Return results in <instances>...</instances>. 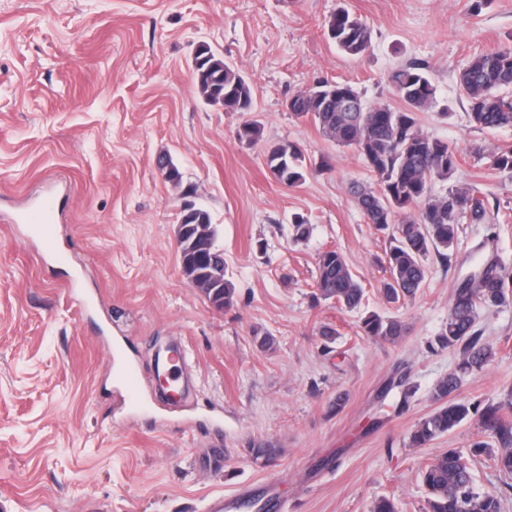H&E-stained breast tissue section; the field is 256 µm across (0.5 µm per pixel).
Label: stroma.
<instances>
[{"label":"stroma","mask_w":512,"mask_h":512,"mask_svg":"<svg viewBox=\"0 0 512 512\" xmlns=\"http://www.w3.org/2000/svg\"><path fill=\"white\" fill-rule=\"evenodd\" d=\"M340 7L372 31L362 57L328 37ZM202 44L249 83L251 112L204 101L193 74ZM510 45L512 0L479 10L474 0H0V512H206L214 495L252 493L265 512H369L384 495L399 512H428L421 472L450 448L482 488L501 490L493 460L471 453L490 440L476 418L422 448L409 437L458 363L431 342L462 257L497 235L512 275V223L462 222L451 262L430 254L416 296L386 304V237L349 192L376 178L287 103L328 78L400 109L389 73L426 64L437 91L418 124L459 157L433 193L466 187L511 211L512 173L488 154L512 147V127L478 129L458 84L474 56ZM250 119L259 141L237 136ZM282 141L305 152V180L292 188L266 165ZM164 153L212 217L230 309H212L181 274L182 201L157 169ZM49 190L64 210L51 239L9 223ZM298 214L312 226L305 241L293 238ZM326 250L362 285L360 308L313 302ZM372 311L405 336H363ZM326 325L337 336L325 339ZM479 325L494 356L457 394L486 406L512 391V300ZM176 337L194 378L188 407L166 408L152 383L125 405L121 368L156 374ZM402 377L409 399L381 395Z\"/></svg>","instance_id":"35a3bbf8"}]
</instances>
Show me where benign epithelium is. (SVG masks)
Returning <instances> with one entry per match:
<instances>
[{
  "label": "benign epithelium",
  "instance_id": "obj_1",
  "mask_svg": "<svg viewBox=\"0 0 512 512\" xmlns=\"http://www.w3.org/2000/svg\"><path fill=\"white\" fill-rule=\"evenodd\" d=\"M191 241L196 250V262L180 260L183 277L196 288L217 311L224 310V253L211 251L207 242L213 240V228L207 224H179L176 244L179 256H184V243Z\"/></svg>",
  "mask_w": 512,
  "mask_h": 512
}]
</instances>
